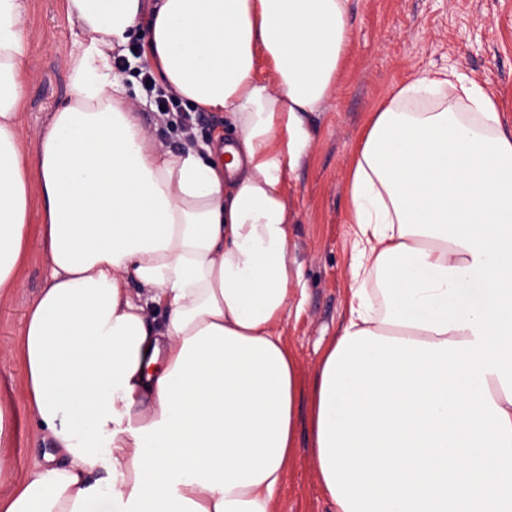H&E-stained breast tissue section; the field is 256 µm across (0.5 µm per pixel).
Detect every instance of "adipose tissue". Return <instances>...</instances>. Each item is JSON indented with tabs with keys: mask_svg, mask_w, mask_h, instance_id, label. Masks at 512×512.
<instances>
[{
	"mask_svg": "<svg viewBox=\"0 0 512 512\" xmlns=\"http://www.w3.org/2000/svg\"><path fill=\"white\" fill-rule=\"evenodd\" d=\"M85 39L27 164L30 31L0 0V293L29 248L50 275L19 345L59 455L0 512H271L311 400L333 512H512V132L464 75H412L371 113L346 176L348 313L311 394L280 323L288 178L332 96L350 0H65ZM238 133L224 158L162 148L114 54ZM163 314L161 323L149 314Z\"/></svg>",
	"mask_w": 512,
	"mask_h": 512,
	"instance_id": "1",
	"label": "adipose tissue"
}]
</instances>
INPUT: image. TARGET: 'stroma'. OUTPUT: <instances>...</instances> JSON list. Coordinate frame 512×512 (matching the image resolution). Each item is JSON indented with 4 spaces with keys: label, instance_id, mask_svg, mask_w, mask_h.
<instances>
[{
    "label": "stroma",
    "instance_id": "stroma-1",
    "mask_svg": "<svg viewBox=\"0 0 512 512\" xmlns=\"http://www.w3.org/2000/svg\"><path fill=\"white\" fill-rule=\"evenodd\" d=\"M24 3L31 38L19 121L30 148L71 95L70 58L84 34L69 21L63 0ZM349 24L352 41L337 89L320 111L304 113L311 148L288 180L289 258L301 269L305 298L280 331L308 386L347 315L352 251L345 180L371 112L409 73L452 67L494 90L501 120L512 128V0H350ZM142 67L133 58L125 68L127 97L158 143L178 148L181 132L158 120L153 103L141 97ZM48 277L46 257L31 248L19 270L20 287L0 297V404L8 409L0 455L13 481L52 450L22 396L17 351L25 314ZM309 411L301 405L296 448L272 512H332L311 452Z\"/></svg>",
    "mask_w": 512,
    "mask_h": 512
}]
</instances>
